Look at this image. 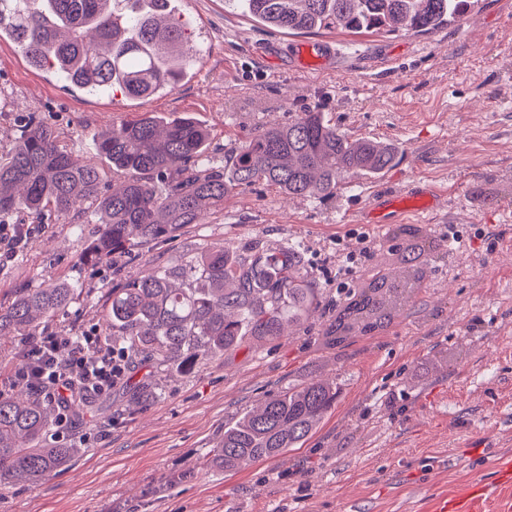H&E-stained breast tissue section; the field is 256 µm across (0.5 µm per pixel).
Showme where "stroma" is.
<instances>
[{
  "instance_id": "35a3bbf8",
  "label": "stroma",
  "mask_w": 512,
  "mask_h": 512,
  "mask_svg": "<svg viewBox=\"0 0 512 512\" xmlns=\"http://www.w3.org/2000/svg\"><path fill=\"white\" fill-rule=\"evenodd\" d=\"M197 55L172 91L127 99L64 90L0 40V158L21 122L50 125L74 157L100 163L96 135L143 112L191 115L210 133L215 163L262 126L316 108L351 138L388 140L396 165L351 176L328 199L289 197L260 182L235 189L223 210L111 265L80 263L96 231L85 204L52 216L0 262V303L52 281L80 294L53 332L101 333L113 281L132 280L203 246L298 244L321 302L290 335L242 336L216 357L158 367L143 359L96 396L102 413H70L52 443L76 448L39 486L0 490V512H426L465 484L498 481L512 454V0H479L446 29L352 34L328 30L341 65L300 73L291 34L262 26L232 0L184 11ZM421 179L445 189L438 214L408 227L462 240L425 277L379 252L368 268L399 273L406 300L379 329L327 336L341 295L337 251L383 227L359 222L374 191ZM322 380L336 404L308 439L275 459L224 472L199 468L231 424L264 396ZM149 383L155 396L130 403Z\"/></svg>"
}]
</instances>
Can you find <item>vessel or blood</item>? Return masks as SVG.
Returning a JSON list of instances; mask_svg holds the SVG:
<instances>
[{
  "mask_svg": "<svg viewBox=\"0 0 512 512\" xmlns=\"http://www.w3.org/2000/svg\"><path fill=\"white\" fill-rule=\"evenodd\" d=\"M288 53L295 70L301 72L333 69L342 56L340 49L326 41L294 42L289 44ZM443 196V191L437 186L418 182L377 195L370 202L367 212L373 215L377 225L394 224L433 212ZM492 494L491 488L474 483L456 497L442 495L431 499L429 512H486L485 505Z\"/></svg>",
  "mask_w": 512,
  "mask_h": 512,
  "instance_id": "vessel-or-blood-1",
  "label": "vessel or blood"
}]
</instances>
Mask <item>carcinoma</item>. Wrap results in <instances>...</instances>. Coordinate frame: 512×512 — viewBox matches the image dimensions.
<instances>
[{
	"mask_svg": "<svg viewBox=\"0 0 512 512\" xmlns=\"http://www.w3.org/2000/svg\"><path fill=\"white\" fill-rule=\"evenodd\" d=\"M170 0H0V35L30 65L48 68L74 88H117L130 99L172 90L188 72L181 51L184 26ZM261 24L288 33L344 29L354 34L400 29L436 32L464 14L472 0H238ZM112 171L128 176L102 191L94 163L75 159L55 130L29 123L0 161V224L17 213L42 223L47 211L67 214L88 202L100 228L85 260L103 264L171 235L224 208L234 189L265 182L288 196L336 195L345 176L376 178L396 164L398 149L369 138L351 139L309 110L286 124H270L234 147L225 165L204 157L209 132L191 116L161 120L150 112L97 134ZM447 250L407 251L408 263ZM77 289L65 283L22 288L0 306V337L38 335L70 307ZM319 305L317 289L294 245L275 252L206 246L143 276L112 285L102 336L135 360L163 366L216 354L235 345L246 328L273 338L304 323ZM366 327L385 309L377 294L357 299ZM336 402V388L313 382L264 397L224 427V437L203 466L235 471L273 459L304 442ZM57 403L26 390L0 397V484H36L70 460L72 448L50 442Z\"/></svg>",
	"mask_w": 512,
	"mask_h": 512,
	"instance_id": "carcinoma-1",
	"label": "carcinoma"
}]
</instances>
